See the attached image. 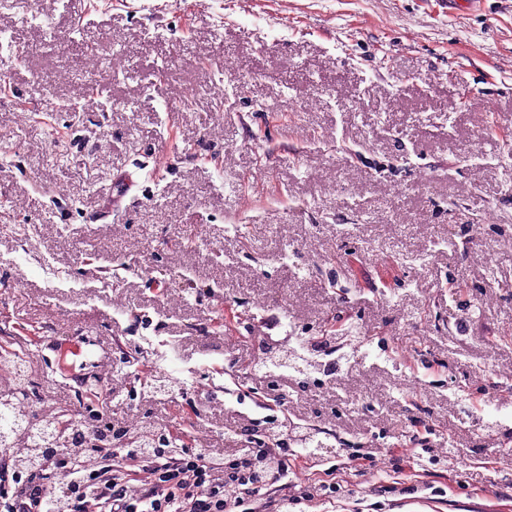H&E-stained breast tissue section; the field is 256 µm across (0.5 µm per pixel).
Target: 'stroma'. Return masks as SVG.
<instances>
[{
	"mask_svg": "<svg viewBox=\"0 0 512 512\" xmlns=\"http://www.w3.org/2000/svg\"><path fill=\"white\" fill-rule=\"evenodd\" d=\"M1 32L24 52L0 48V225L27 234L0 233V345L27 351L32 399L82 407L102 373L61 378L59 342L167 356L185 379L233 362L267 395L251 347L225 342L260 335L262 295L296 335L367 338L352 370L285 375L293 421L380 455L355 497L512 512V0H6ZM136 166V201L90 224ZM109 414L195 423L218 455L264 412L125 380ZM423 427L435 497L384 491L414 464L392 444Z\"/></svg>",
	"mask_w": 512,
	"mask_h": 512,
	"instance_id": "35a3bbf8",
	"label": "stroma"
}]
</instances>
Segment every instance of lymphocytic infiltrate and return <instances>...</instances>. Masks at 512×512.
<instances>
[{
    "instance_id": "f902f5d3",
    "label": "lymphocytic infiltrate",
    "mask_w": 512,
    "mask_h": 512,
    "mask_svg": "<svg viewBox=\"0 0 512 512\" xmlns=\"http://www.w3.org/2000/svg\"><path fill=\"white\" fill-rule=\"evenodd\" d=\"M234 449L224 456L192 446L143 455L123 443L91 439L84 449L43 456L37 470H18L13 456L0 454V512H288L289 506L335 504L339 462L323 473L293 467L298 451L284 442L237 429ZM57 481H49V474Z\"/></svg>"
}]
</instances>
